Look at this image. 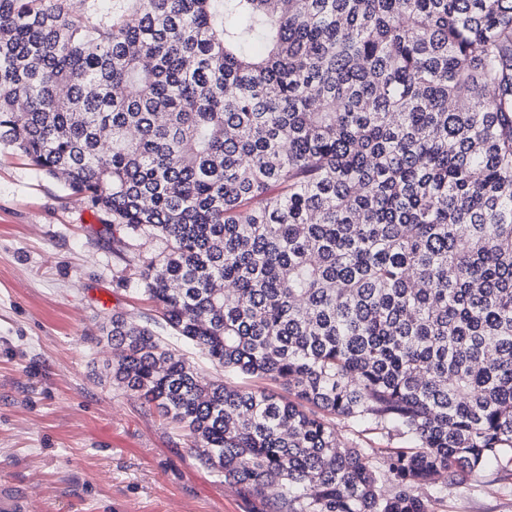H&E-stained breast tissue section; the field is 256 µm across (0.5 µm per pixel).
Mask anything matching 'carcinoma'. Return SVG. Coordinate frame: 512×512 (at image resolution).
<instances>
[{"label": "carcinoma", "instance_id": "1", "mask_svg": "<svg viewBox=\"0 0 512 512\" xmlns=\"http://www.w3.org/2000/svg\"><path fill=\"white\" fill-rule=\"evenodd\" d=\"M101 2L0 0V149L160 244L113 382L267 512L512 463V0ZM192 354H189L191 359L201 367L204 372L210 377H223L224 381L233 385L246 386L254 390L267 389L274 390L278 393L285 394L284 390L280 385L272 384L269 381L259 379H244L229 373H224V370L216 371L205 359H203L198 352L189 350ZM338 432L343 441L347 444L360 443L365 445L364 448H387V444L396 443L386 436L375 433V431H361L364 427L354 428L347 424L336 421Z\"/></svg>", "mask_w": 512, "mask_h": 512}]
</instances>
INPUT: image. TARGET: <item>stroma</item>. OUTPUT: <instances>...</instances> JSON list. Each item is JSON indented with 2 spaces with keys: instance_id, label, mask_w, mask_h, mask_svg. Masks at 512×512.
<instances>
[{
  "instance_id": "obj_1",
  "label": "stroma",
  "mask_w": 512,
  "mask_h": 512,
  "mask_svg": "<svg viewBox=\"0 0 512 512\" xmlns=\"http://www.w3.org/2000/svg\"><path fill=\"white\" fill-rule=\"evenodd\" d=\"M124 227L0 150V483L44 512H263L198 459L177 424L113 383L100 326L143 322ZM431 512H512V474L420 489Z\"/></svg>"
}]
</instances>
